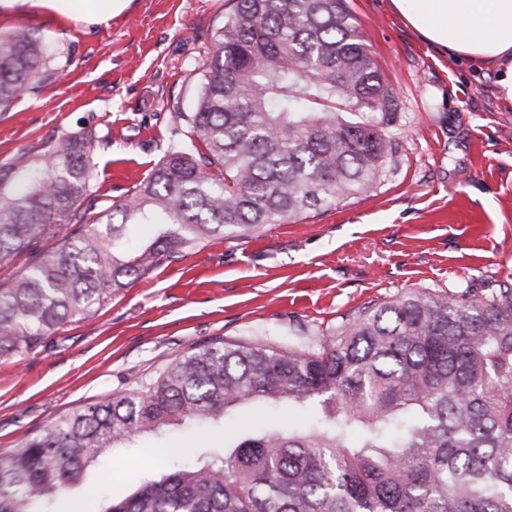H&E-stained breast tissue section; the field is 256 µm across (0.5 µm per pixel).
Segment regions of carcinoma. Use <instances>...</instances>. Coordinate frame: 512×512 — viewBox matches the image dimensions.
<instances>
[{
    "label": "carcinoma",
    "instance_id": "1",
    "mask_svg": "<svg viewBox=\"0 0 512 512\" xmlns=\"http://www.w3.org/2000/svg\"><path fill=\"white\" fill-rule=\"evenodd\" d=\"M191 111L133 194L96 210L95 140L74 133L0 174V359L39 347L185 250L332 208L391 162L394 90L346 0H227ZM70 61L39 31L0 35V112ZM77 228H72V225ZM152 238L123 247L128 227ZM60 239L49 250L46 241ZM257 403L307 426L244 433L103 512H512V280L410 290L297 349L215 338L0 456V512H49L133 436L222 428Z\"/></svg>",
    "mask_w": 512,
    "mask_h": 512
}]
</instances>
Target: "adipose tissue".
I'll return each instance as SVG.
<instances>
[{
  "mask_svg": "<svg viewBox=\"0 0 512 512\" xmlns=\"http://www.w3.org/2000/svg\"><path fill=\"white\" fill-rule=\"evenodd\" d=\"M56 15L103 25L130 0H37ZM396 13L426 42L476 70L498 74L497 95L512 107V0H390Z\"/></svg>",
  "mask_w": 512,
  "mask_h": 512,
  "instance_id": "1",
  "label": "adipose tissue"
}]
</instances>
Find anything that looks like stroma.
Masks as SVG:
<instances>
[{
	"label": "stroma",
	"mask_w": 512,
	"mask_h": 512,
	"mask_svg": "<svg viewBox=\"0 0 512 512\" xmlns=\"http://www.w3.org/2000/svg\"><path fill=\"white\" fill-rule=\"evenodd\" d=\"M226 2L131 0L105 26L39 7L0 18L1 32L33 27L70 55L40 92L0 112V166L24 168L62 136L91 131L97 206L123 202L173 139L172 105L191 107ZM348 3L395 93L393 155L380 184L318 214L212 238L32 352L0 360V453L211 338L304 346L409 290L461 282L479 296L512 278V110L495 95V73L471 71L421 39L390 0ZM272 418L285 425L303 414L259 404L234 411L220 430L134 437L90 465L51 512L74 503L99 512L191 449L222 447Z\"/></svg>",
	"instance_id": "stroma-1"
}]
</instances>
